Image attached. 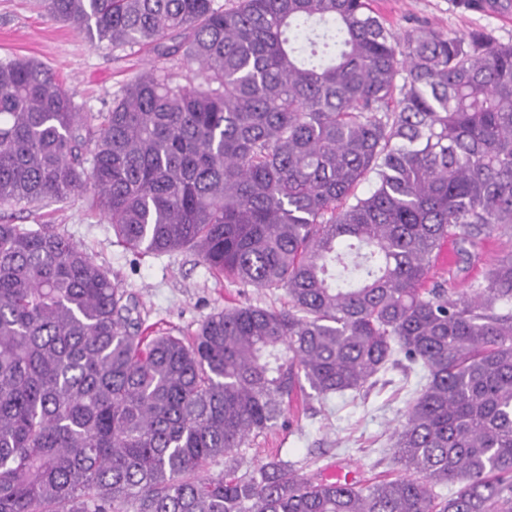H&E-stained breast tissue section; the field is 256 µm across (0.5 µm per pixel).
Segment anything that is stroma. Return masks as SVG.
<instances>
[{
    "label": "stroma",
    "mask_w": 512,
    "mask_h": 512,
    "mask_svg": "<svg viewBox=\"0 0 512 512\" xmlns=\"http://www.w3.org/2000/svg\"><path fill=\"white\" fill-rule=\"evenodd\" d=\"M375 8L396 33L430 25L463 35L487 30L501 42H512V13L483 15L458 9L455 0H375ZM31 58L54 70L75 102L88 112H105L114 94L147 65L139 49L115 51L95 47L72 28L50 20L40 0H0V61ZM29 228L54 224L105 267L112 280L131 294L146 324L154 330L192 335L213 312L224 306L250 303L282 307L285 291L268 292L217 280L202 260L189 250L140 255L120 246L112 227L89 212L80 195L64 202L25 203L0 209V221ZM512 249L507 239H489L469 270L434 267L436 280L464 292L481 278L489 264ZM417 377L401 369L389 370L360 395L311 402L291 426L277 427L251 439L237 454L255 466L269 456L294 463L299 474L325 476L327 470L353 471L356 479H392L403 474L391 450L392 433Z\"/></svg>",
    "instance_id": "obj_1"
}]
</instances>
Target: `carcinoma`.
I'll return each instance as SVG.
<instances>
[{
  "instance_id": "cac0c4a2",
  "label": "carcinoma",
  "mask_w": 512,
  "mask_h": 512,
  "mask_svg": "<svg viewBox=\"0 0 512 512\" xmlns=\"http://www.w3.org/2000/svg\"><path fill=\"white\" fill-rule=\"evenodd\" d=\"M42 4L153 62L86 112L40 63L1 61L0 206L82 193L126 248L190 249L288 304L150 336L54 225L1 222L0 512H512V250L458 296L431 276L447 242L469 265L512 241V43L396 34L372 0ZM396 366L425 379L395 430L404 475L242 469L298 401Z\"/></svg>"
}]
</instances>
